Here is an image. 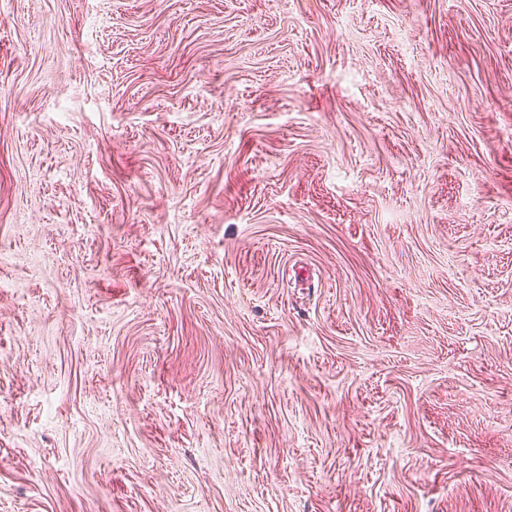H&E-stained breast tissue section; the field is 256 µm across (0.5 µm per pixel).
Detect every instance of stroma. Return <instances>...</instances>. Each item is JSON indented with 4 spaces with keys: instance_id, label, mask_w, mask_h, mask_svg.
Returning a JSON list of instances; mask_svg holds the SVG:
<instances>
[{
    "instance_id": "1",
    "label": "stroma",
    "mask_w": 512,
    "mask_h": 512,
    "mask_svg": "<svg viewBox=\"0 0 512 512\" xmlns=\"http://www.w3.org/2000/svg\"><path fill=\"white\" fill-rule=\"evenodd\" d=\"M0 512H512V0H0Z\"/></svg>"
}]
</instances>
